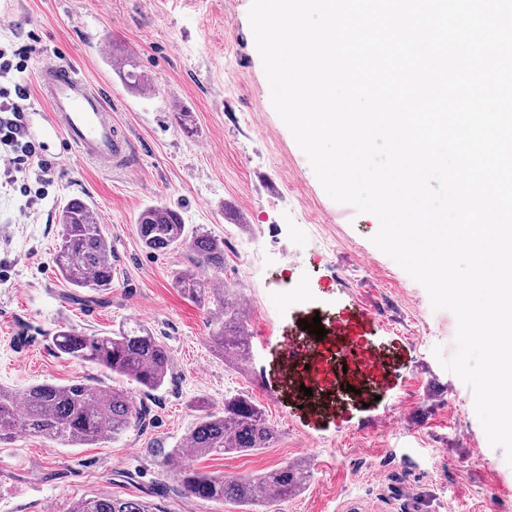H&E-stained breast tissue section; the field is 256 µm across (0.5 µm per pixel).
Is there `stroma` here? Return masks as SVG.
Masks as SVG:
<instances>
[{"label": "stroma", "mask_w": 512, "mask_h": 512, "mask_svg": "<svg viewBox=\"0 0 512 512\" xmlns=\"http://www.w3.org/2000/svg\"><path fill=\"white\" fill-rule=\"evenodd\" d=\"M252 0H0V39L29 56L30 137L49 130L37 91L40 62L57 56L109 92L131 145L127 164L106 168L55 157L48 196L29 211L0 188V386L115 380L57 355L58 327L104 335L129 320L172 351L165 385L150 395L144 426L84 448L17 433L0 443V512H68L95 494L147 501L164 512H240L171 493V453L191 427L197 398L222 407L247 395L279 432L274 447L190 458L198 471L235 478L304 458L316 463L306 489L274 512H512V465L492 447L474 395L434 355L455 350L457 321L433 309L425 288L371 241L373 215L348 211L316 177L276 113L248 12ZM135 54L161 95L125 88L107 59ZM192 112L197 134L175 119ZM88 202L112 244V289L75 290L56 273L58 216ZM181 211L189 229L225 241L222 277L249 302L247 364L210 348L205 312L174 285L191 265L181 248L146 251L136 219L148 205ZM320 317L327 334L302 330ZM353 352L347 371L340 351ZM318 381L316 399L297 383Z\"/></svg>", "instance_id": "35a3bbf8"}]
</instances>
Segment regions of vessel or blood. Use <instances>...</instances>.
Masks as SVG:
<instances>
[{
    "instance_id": "1",
    "label": "vessel or blood",
    "mask_w": 512,
    "mask_h": 512,
    "mask_svg": "<svg viewBox=\"0 0 512 512\" xmlns=\"http://www.w3.org/2000/svg\"><path fill=\"white\" fill-rule=\"evenodd\" d=\"M49 124L82 160L112 166L127 158L130 140L113 119L105 92L64 61L45 62L37 73Z\"/></svg>"
}]
</instances>
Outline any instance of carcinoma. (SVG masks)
Returning a JSON list of instances; mask_svg holds the SVG:
<instances>
[{"instance_id": "1", "label": "carcinoma", "mask_w": 512, "mask_h": 512, "mask_svg": "<svg viewBox=\"0 0 512 512\" xmlns=\"http://www.w3.org/2000/svg\"><path fill=\"white\" fill-rule=\"evenodd\" d=\"M112 69L133 93L149 85L139 71L137 57L121 51L110 56ZM58 243L52 262L72 288L104 292L112 287V246L94 209L84 201H68L60 212ZM143 247L155 253L187 247L193 268L175 276V286L209 317L213 351L227 362H239L250 344L244 313L235 289L203 278L198 269L224 271V239L208 232H187L182 213L165 204L145 207L137 218ZM55 351L101 367L136 384L144 394L160 389L173 365L171 349L145 325L129 321L105 336L86 335L60 328L52 337ZM198 416L175 455H250L270 448L277 430L259 405L243 394L224 395L215 410L204 400L196 402ZM147 408L135 405L125 388L78 382L69 385L39 383L22 391L0 388V441L18 432L39 436L64 446L83 447L116 439L145 422ZM310 477L303 460L251 476L227 479L180 467L176 492L207 501L229 502L245 512H267L276 501L302 492ZM146 502L98 494L74 503L69 512H154Z\"/></svg>"}]
</instances>
